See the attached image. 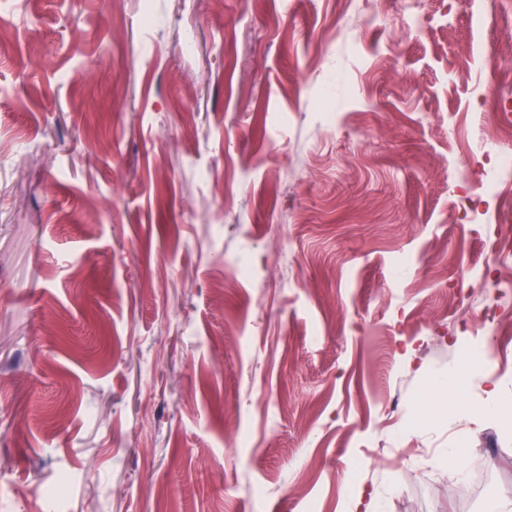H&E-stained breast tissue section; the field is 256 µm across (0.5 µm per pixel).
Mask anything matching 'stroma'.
<instances>
[{
    "instance_id": "obj_1",
    "label": "stroma",
    "mask_w": 512,
    "mask_h": 512,
    "mask_svg": "<svg viewBox=\"0 0 512 512\" xmlns=\"http://www.w3.org/2000/svg\"><path fill=\"white\" fill-rule=\"evenodd\" d=\"M490 11L0 0V512H512ZM477 368L469 363L458 366L455 370L447 375L436 377L428 383V393L431 395L435 390H447L452 394H463L471 381L473 374Z\"/></svg>"
}]
</instances>
